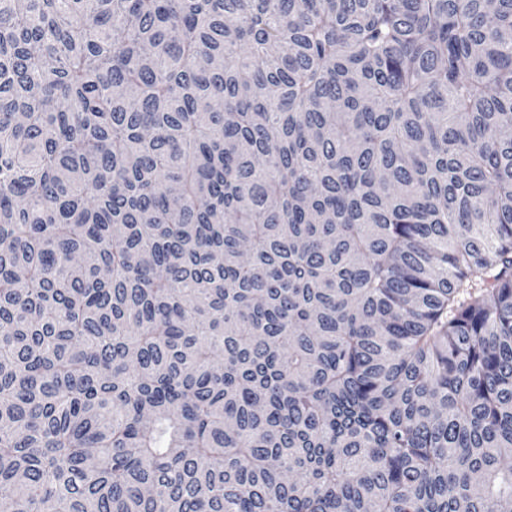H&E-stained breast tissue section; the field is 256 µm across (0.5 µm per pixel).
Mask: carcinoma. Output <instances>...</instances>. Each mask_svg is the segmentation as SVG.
Listing matches in <instances>:
<instances>
[{
  "mask_svg": "<svg viewBox=\"0 0 512 512\" xmlns=\"http://www.w3.org/2000/svg\"><path fill=\"white\" fill-rule=\"evenodd\" d=\"M0 512H512V0H0Z\"/></svg>",
  "mask_w": 512,
  "mask_h": 512,
  "instance_id": "obj_1",
  "label": "carcinoma"
}]
</instances>
